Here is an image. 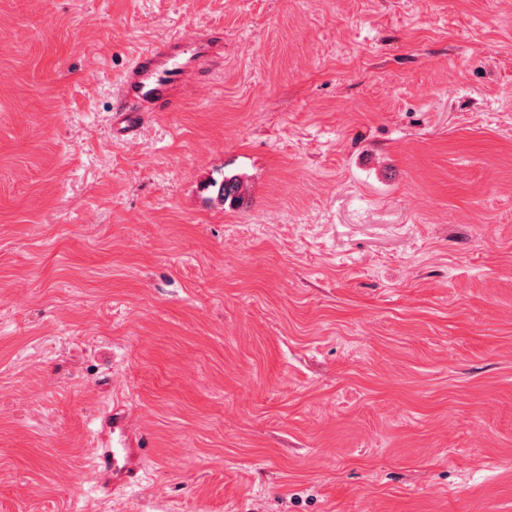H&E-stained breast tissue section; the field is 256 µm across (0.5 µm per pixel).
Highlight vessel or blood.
Returning a JSON list of instances; mask_svg holds the SVG:
<instances>
[{"instance_id":"b4317fda","label":"vessel or blood","mask_w":512,"mask_h":512,"mask_svg":"<svg viewBox=\"0 0 512 512\" xmlns=\"http://www.w3.org/2000/svg\"><path fill=\"white\" fill-rule=\"evenodd\" d=\"M224 58V31L170 34L142 49L124 71L112 101V124L118 135H134L151 112L172 109ZM94 455L101 483L119 484L138 477L144 438L120 409L101 422Z\"/></svg>"}]
</instances>
